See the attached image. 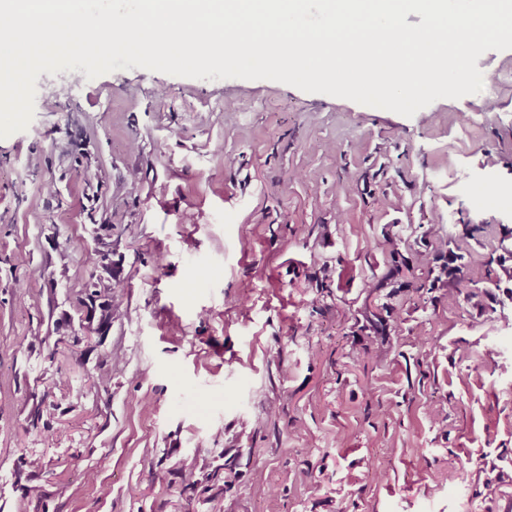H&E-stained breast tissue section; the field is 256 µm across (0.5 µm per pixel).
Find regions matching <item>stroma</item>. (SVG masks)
<instances>
[{"label": "stroma", "mask_w": 512, "mask_h": 512, "mask_svg": "<svg viewBox=\"0 0 512 512\" xmlns=\"http://www.w3.org/2000/svg\"><path fill=\"white\" fill-rule=\"evenodd\" d=\"M477 66L410 117L41 73L0 137V512H512V49ZM91 283L110 327L49 362Z\"/></svg>", "instance_id": "obj_1"}]
</instances>
